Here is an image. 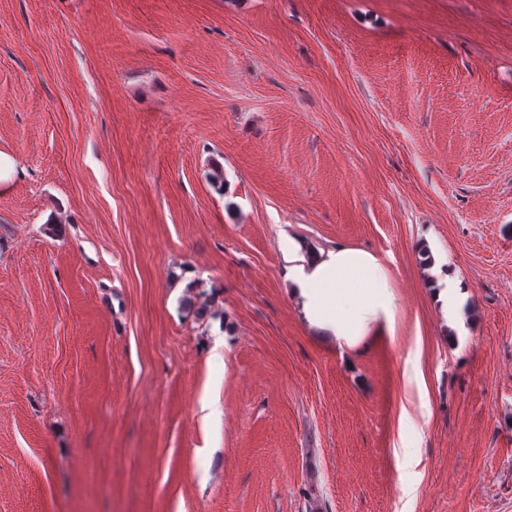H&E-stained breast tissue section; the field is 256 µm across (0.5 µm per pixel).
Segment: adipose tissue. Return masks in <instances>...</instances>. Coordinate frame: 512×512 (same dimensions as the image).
I'll use <instances>...</instances> for the list:
<instances>
[{"label":"adipose tissue","instance_id":"adipose-tissue-1","mask_svg":"<svg viewBox=\"0 0 512 512\" xmlns=\"http://www.w3.org/2000/svg\"><path fill=\"white\" fill-rule=\"evenodd\" d=\"M287 251L285 279L309 327L353 347L374 327L392 326L396 296L375 254L345 244L313 250L296 239Z\"/></svg>","mask_w":512,"mask_h":512}]
</instances>
